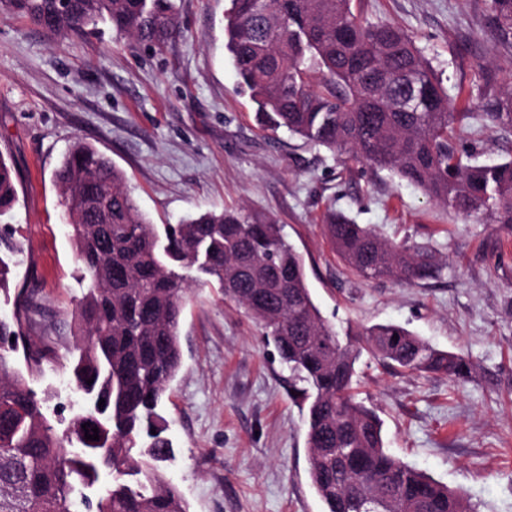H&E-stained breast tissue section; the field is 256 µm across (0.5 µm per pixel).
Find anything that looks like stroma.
<instances>
[{"mask_svg":"<svg viewBox=\"0 0 512 512\" xmlns=\"http://www.w3.org/2000/svg\"><path fill=\"white\" fill-rule=\"evenodd\" d=\"M362 17L413 37L469 133L458 153L512 158V128L486 104L512 82V36L488 0H354ZM178 35L154 51L102 23L54 36L0 10V155L18 202L0 230L22 242L14 288L36 290L45 312L24 331L55 344L56 363L32 385L65 429L80 397L67 364L87 288L54 172L83 141L123 172L155 224L205 210L272 216L302 255L322 315L354 334L396 323L436 349L469 358L459 381L396 371L372 354L354 392L383 421L389 452L463 495L476 512H512V230L443 209L384 170L342 161L286 130L262 129L224 48L232 0H177ZM389 241L432 249L444 267L409 286L356 277L323 234L328 210ZM183 366L165 402L174 458L165 476L189 512H324L309 477L306 427L287 368L243 310L197 287L181 317Z\"/></svg>","mask_w":512,"mask_h":512,"instance_id":"stroma-1","label":"stroma"}]
</instances>
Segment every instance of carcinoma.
<instances>
[{"label":"carcinoma","instance_id":"1","mask_svg":"<svg viewBox=\"0 0 512 512\" xmlns=\"http://www.w3.org/2000/svg\"><path fill=\"white\" fill-rule=\"evenodd\" d=\"M0 1L57 36L94 32L108 20L160 50L178 33L175 0ZM352 2L233 0L225 47L260 123L511 230L512 160H463L451 137L466 113L455 111L407 32L363 20ZM489 6L498 31L512 34V0ZM487 117L512 127L511 84ZM54 178L88 277L75 315L73 374L90 406L61 433L43 414L25 371H41L53 349L24 334L21 315L41 313V304L21 290L14 320L0 319V512H73L76 485L103 481L105 493L81 495L82 512H188L160 470L173 458L161 409L183 364V305L204 279L244 309L288 368L325 512H475L461 494L390 454L379 416L353 392L365 348L394 368L457 380L471 377L468 359L395 323L366 329L360 344L343 340L313 301L302 257L266 214L205 211L160 229L124 174L79 140ZM16 203L13 170L0 155V215ZM324 228L332 249L364 280L414 285L439 272L431 249L401 247L344 214L329 215ZM19 343L29 348L25 371L15 357ZM87 422L110 443L85 439Z\"/></svg>","mask_w":512,"mask_h":512}]
</instances>
